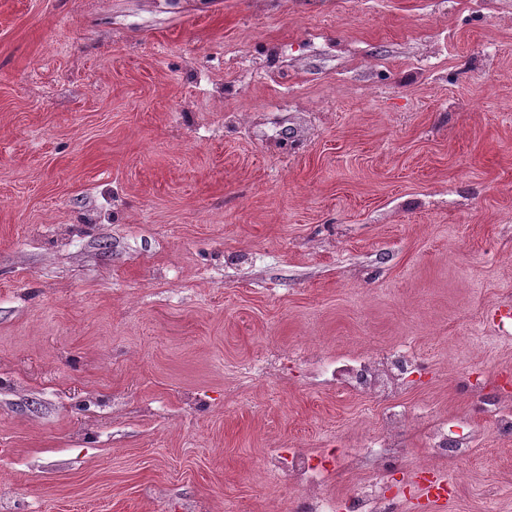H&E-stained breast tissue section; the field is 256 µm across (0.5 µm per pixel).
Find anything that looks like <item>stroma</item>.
<instances>
[{
    "label": "stroma",
    "instance_id": "stroma-1",
    "mask_svg": "<svg viewBox=\"0 0 512 512\" xmlns=\"http://www.w3.org/2000/svg\"><path fill=\"white\" fill-rule=\"evenodd\" d=\"M512 0H0V512H296L360 448L319 360L409 350L411 476L512 512ZM451 444L453 448H448ZM474 439L472 437H461L448 432V422L434 424L428 433L427 453L430 460L416 465L415 471H427L434 469L431 460L448 459L458 457L461 463L473 450ZM266 467L269 476L279 480L282 477L290 489L301 492L299 511H335L336 499L323 489L327 469L322 465L320 453L296 452L287 458L278 452L268 457Z\"/></svg>",
    "mask_w": 512,
    "mask_h": 512
}]
</instances>
